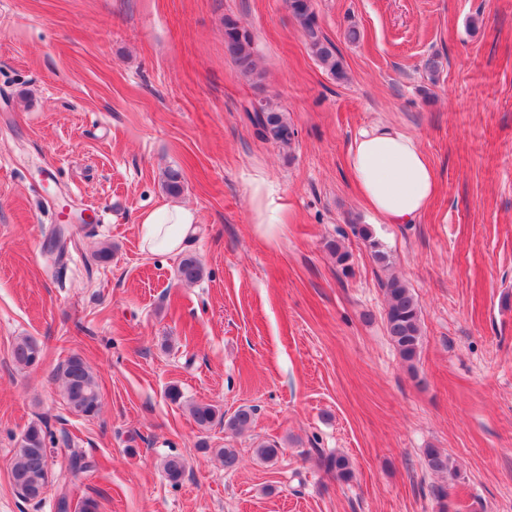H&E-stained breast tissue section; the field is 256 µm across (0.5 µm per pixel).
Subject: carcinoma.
Here are the masks:
<instances>
[{
    "mask_svg": "<svg viewBox=\"0 0 512 512\" xmlns=\"http://www.w3.org/2000/svg\"><path fill=\"white\" fill-rule=\"evenodd\" d=\"M287 6L315 59L336 79H344L341 57L336 46L324 34L312 0H287ZM223 25L226 51L237 64L240 73L253 79L259 78L256 73L251 32L231 16L224 17ZM247 117L256 134L264 140L289 145L295 138V130L288 119L269 105L260 103L252 106V109L247 111ZM357 230L362 239L368 242L374 261L383 269H389L392 266L390 255L381 249L371 228L360 225ZM177 275L181 281L192 284L203 277L204 268L195 257L187 256L179 262ZM382 286L387 297V333L401 360L413 369L422 343L419 303L406 282L397 276L387 277ZM12 357L16 365L29 368L42 360V349L36 340L24 336L15 342ZM58 375L62 380L64 395L71 410L85 417L98 415L101 408L99 384L84 359L78 355L69 357L58 368ZM190 413L197 426L204 430L221 419L216 406L210 403H196L191 406ZM251 422L252 411L239 409L228 419L226 426L237 433H242L250 428ZM53 444L55 440L42 422H32L24 430L10 463L13 487L23 500H42V492L47 490L50 484L49 458L50 446ZM425 464L435 473L451 477L456 475V468L451 465L448 454L437 448L426 449ZM95 467L96 463L82 453L72 452L69 476L64 478V485L76 484L82 475ZM327 467L340 479L348 480L352 476L350 462L344 456L338 455L328 459ZM162 469L168 481L176 486L185 474V461L178 455L167 456L162 461Z\"/></svg>",
    "mask_w": 512,
    "mask_h": 512,
    "instance_id": "1",
    "label": "carcinoma"
}]
</instances>
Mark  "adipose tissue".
I'll use <instances>...</instances> for the list:
<instances>
[{"label": "adipose tissue", "mask_w": 512, "mask_h": 512, "mask_svg": "<svg viewBox=\"0 0 512 512\" xmlns=\"http://www.w3.org/2000/svg\"><path fill=\"white\" fill-rule=\"evenodd\" d=\"M347 164L362 199L385 224L415 223L437 191L434 170L416 140L392 127L360 130ZM274 195L265 178L253 179L255 222L271 239L282 222ZM195 222L194 211L179 204L148 212L140 225L143 251L152 255L181 252L195 232Z\"/></svg>", "instance_id": "1"}]
</instances>
